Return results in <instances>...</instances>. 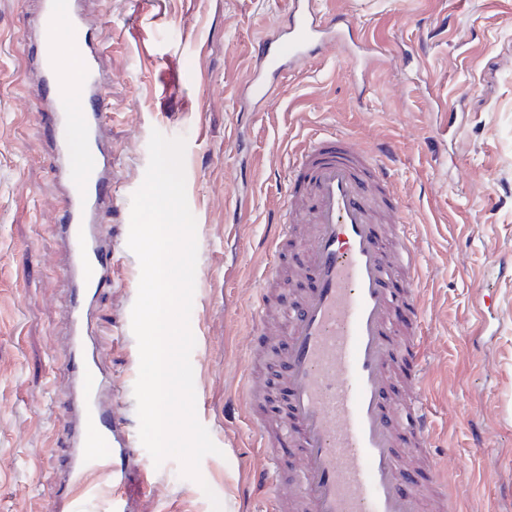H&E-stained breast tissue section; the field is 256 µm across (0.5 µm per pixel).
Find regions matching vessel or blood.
<instances>
[{
  "mask_svg": "<svg viewBox=\"0 0 512 512\" xmlns=\"http://www.w3.org/2000/svg\"><path fill=\"white\" fill-rule=\"evenodd\" d=\"M82 2L42 0L32 27L71 288L62 477L68 512L89 500L104 512H127V477L145 466L93 330L98 296L115 287L119 269L118 247L97 218L117 198L103 138L104 37L91 34ZM339 42L361 46L353 19L323 13L317 0H289L274 36L258 44L250 100L262 105L274 78ZM395 162L390 146L365 149L352 135L330 133L302 144L289 168L254 324L269 354H254L239 394L255 446L268 458L256 481L272 512H447L448 478L430 448L421 376V265L401 223ZM293 246L303 256L295 266ZM284 283L292 298L282 303L276 290ZM95 442L103 453L91 452Z\"/></svg>",
  "mask_w": 512,
  "mask_h": 512,
  "instance_id": "1",
  "label": "vessel or blood"
}]
</instances>
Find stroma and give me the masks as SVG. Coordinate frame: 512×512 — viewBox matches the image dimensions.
Masks as SVG:
<instances>
[{
	"label": "stroma",
	"instance_id": "obj_1",
	"mask_svg": "<svg viewBox=\"0 0 512 512\" xmlns=\"http://www.w3.org/2000/svg\"><path fill=\"white\" fill-rule=\"evenodd\" d=\"M355 18L380 51L351 71L342 48L310 56L274 81L264 107L246 89L257 42L287 0H90L116 155L118 204L98 216L118 243L124 281L103 292L96 330L127 427L139 353L131 309L140 264L127 246L131 198L152 131L186 140L198 259L190 327L196 414L220 448L181 477L177 459L130 473V512H266L251 476L253 446L236 394L251 353L263 243L287 190L289 160L314 133L389 144L402 222L422 258L425 400L452 487L449 512H512V0H318ZM38 0H0V512H55L67 434L65 354L58 344L68 283L56 264L60 201L30 89L26 32ZM492 343L476 331L477 301ZM482 446H475V438Z\"/></svg>",
	"mask_w": 512,
	"mask_h": 512
}]
</instances>
